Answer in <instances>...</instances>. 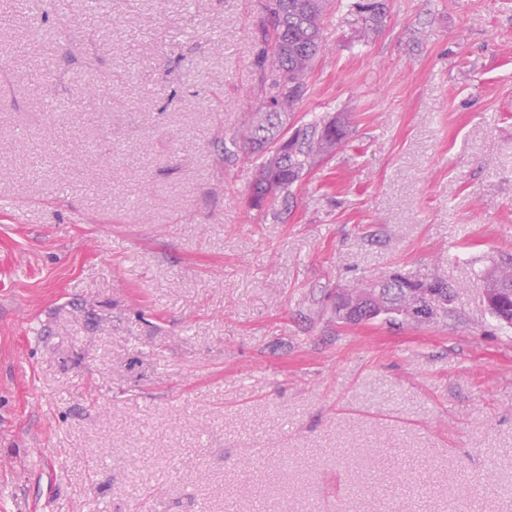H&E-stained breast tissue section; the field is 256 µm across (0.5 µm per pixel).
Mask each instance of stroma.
<instances>
[{"label": "stroma", "mask_w": 512, "mask_h": 512, "mask_svg": "<svg viewBox=\"0 0 512 512\" xmlns=\"http://www.w3.org/2000/svg\"><path fill=\"white\" fill-rule=\"evenodd\" d=\"M353 2L256 207L260 0H0V512H512V0ZM398 271L453 314L337 320ZM387 0H359L352 7L358 13L366 26L378 27L387 14ZM478 280L484 288V298L491 316L501 325L512 328V257L504 259L493 270L481 271Z\"/></svg>", "instance_id": "1"}]
</instances>
